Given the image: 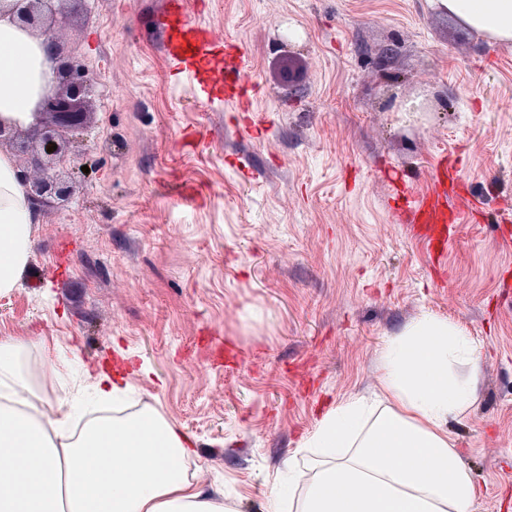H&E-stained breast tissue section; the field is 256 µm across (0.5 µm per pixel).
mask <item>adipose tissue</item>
I'll return each instance as SVG.
<instances>
[{
    "instance_id": "ef3b65f1",
    "label": "adipose tissue",
    "mask_w": 512,
    "mask_h": 512,
    "mask_svg": "<svg viewBox=\"0 0 512 512\" xmlns=\"http://www.w3.org/2000/svg\"><path fill=\"white\" fill-rule=\"evenodd\" d=\"M482 38L512 43V0H431ZM50 45L0 12V120L29 126L54 83ZM35 213L10 157L0 152V294L17 288L32 249ZM477 365L463 330L425 312L383 355L387 406L348 398L325 413L306 447L326 454L299 512H465L474 484L451 445L447 423L476 399ZM61 419L0 407V512H225L191 482L182 434L156 411L92 426L57 445Z\"/></svg>"
}]
</instances>
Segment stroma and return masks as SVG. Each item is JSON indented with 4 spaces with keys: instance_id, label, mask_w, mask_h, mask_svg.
Returning <instances> with one entry per match:
<instances>
[{
    "instance_id": "stroma-1",
    "label": "stroma",
    "mask_w": 512,
    "mask_h": 512,
    "mask_svg": "<svg viewBox=\"0 0 512 512\" xmlns=\"http://www.w3.org/2000/svg\"><path fill=\"white\" fill-rule=\"evenodd\" d=\"M239 42L258 137L231 102L174 75L168 0H68L59 43L96 85L71 137L73 194L36 212L0 336L21 339L25 394L153 409L190 440L196 483L268 512L276 476L324 413L382 390L388 343L422 313L458 324L477 399L449 420L475 498L512 512V43L428 0H186ZM304 41L285 44L287 31ZM457 170L465 214L442 258L404 199Z\"/></svg>"
}]
</instances>
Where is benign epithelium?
<instances>
[{"label":"benign epithelium","instance_id":"7a95c632","mask_svg":"<svg viewBox=\"0 0 512 512\" xmlns=\"http://www.w3.org/2000/svg\"><path fill=\"white\" fill-rule=\"evenodd\" d=\"M11 10L32 32L46 37L54 49L58 74L55 89L40 97L35 112L36 122L29 128L30 140L22 141V151H31L30 164L35 174L16 170L31 204L35 208L48 200H66L72 193L71 183L62 178L58 167L65 161L70 133L85 123L87 103L93 93L91 80L75 67L73 58L65 56L57 44V8L64 0H10Z\"/></svg>","mask_w":512,"mask_h":512}]
</instances>
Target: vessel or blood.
Instances as JSON below:
<instances>
[{"label":"vessel or blood","instance_id":"obj_1","mask_svg":"<svg viewBox=\"0 0 512 512\" xmlns=\"http://www.w3.org/2000/svg\"><path fill=\"white\" fill-rule=\"evenodd\" d=\"M159 23L166 32L167 57L176 74L190 76L197 94L207 100L234 99L240 108H247L249 81L239 44L217 39L213 29L193 19L180 0L168 5ZM410 207L427 252L442 255L452 225L462 221L460 212L447 211L432 191L413 194Z\"/></svg>","mask_w":512,"mask_h":512}]
</instances>
